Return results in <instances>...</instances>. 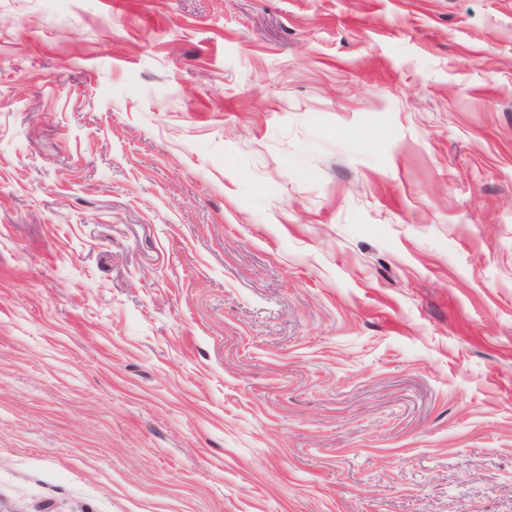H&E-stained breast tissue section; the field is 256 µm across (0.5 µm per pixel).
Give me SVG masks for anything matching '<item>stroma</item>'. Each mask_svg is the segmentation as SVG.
Returning <instances> with one entry per match:
<instances>
[{"label": "stroma", "instance_id": "35a3bbf8", "mask_svg": "<svg viewBox=\"0 0 512 512\" xmlns=\"http://www.w3.org/2000/svg\"><path fill=\"white\" fill-rule=\"evenodd\" d=\"M0 512H512V0H0Z\"/></svg>", "mask_w": 512, "mask_h": 512}]
</instances>
